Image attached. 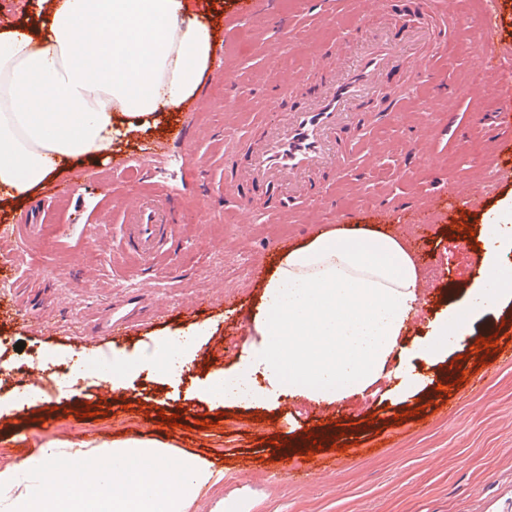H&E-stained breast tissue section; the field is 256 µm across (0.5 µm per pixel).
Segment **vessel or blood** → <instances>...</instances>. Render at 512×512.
<instances>
[{
    "label": "vessel or blood",
    "mask_w": 512,
    "mask_h": 512,
    "mask_svg": "<svg viewBox=\"0 0 512 512\" xmlns=\"http://www.w3.org/2000/svg\"><path fill=\"white\" fill-rule=\"evenodd\" d=\"M447 18L446 6L423 5L419 16L406 25L403 40L379 30L340 74H330L326 56H319L318 64L328 76L301 106L282 112L277 101H270L268 107L276 119L252 138L247 162L234 164L237 146L224 148L228 160L224 190L236 200L239 215L251 223L261 217L285 221L311 211L313 201L305 192L315 177L333 168L356 166L360 156L356 146L367 129L395 116L399 98L386 84V77L397 71L407 78L433 72L434 49L448 38ZM494 25L492 15H483L470 38L472 61L484 70L490 69L494 58L490 35ZM492 116L498 171L508 176L512 174V110L498 108ZM257 191L265 197L259 207L251 199ZM182 205V200L149 188L124 201L120 241L125 251L139 259L142 270L150 269L158 253L176 249L173 226ZM42 230L33 215L27 214L1 230L0 238L19 257ZM495 332L499 343L495 352L487 354V363L511 361L512 328L499 326ZM486 374L485 366L449 371L450 385L439 392L431 410L447 412L454 399L481 383ZM307 434L317 441L318 451L285 450L275 457V465L309 477L335 459L337 447H346L351 454L363 453L367 447L358 434L343 432L337 419L324 414L317 415Z\"/></svg>",
    "instance_id": "1"
}]
</instances>
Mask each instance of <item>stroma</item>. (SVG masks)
<instances>
[{"instance_id":"1","label":"stroma","mask_w":512,"mask_h":512,"mask_svg":"<svg viewBox=\"0 0 512 512\" xmlns=\"http://www.w3.org/2000/svg\"><path fill=\"white\" fill-rule=\"evenodd\" d=\"M243 3L217 0L223 28L213 42L224 50L212 52L197 92L204 107L185 105L177 119L188 128L189 141L169 143L165 153L150 157L146 149L155 134L125 139L108 162L87 170L110 188V196L76 186L61 210L62 220L73 226L70 236L59 238L47 227V241L25 256L12 290L14 309L0 311V400L15 403L0 411V471L21 463V450L30 445L48 407L56 409V440L67 443L136 436L133 421L161 411L178 415L180 425H158L155 437L175 445L177 453L207 459L223 473L218 483L197 492L185 512H221L225 501L238 497L250 499L251 512H512V362L492 364L485 380L448 412L431 413L420 427L403 433L397 415L427 406L437 396L435 387L398 405L379 394L344 401L335 417L357 426L372 448L337 454L322 478L304 483L284 470L256 465V457L276 456L279 449L261 441L253 426L278 425L288 442L303 434L319 404L286 397L276 407L256 410L194 395L200 381L220 367H233L255 341L251 325L240 318L260 293L250 266L269 269L275 261L265 252L267 242L286 233L302 242L335 226L337 211L365 207L362 223L387 225L407 244L419 239L431 251V263L422 267V310L410 322L407 340L424 335L432 312L462 299L481 271L476 234L488 213L512 194V178L499 175L495 145L477 123L478 111L512 99V0H458L461 23H477L483 12L496 16V68H474L461 34L440 45L439 73L399 87L400 116L368 129L359 175L329 172L319 178L323 222L311 226L238 223L234 204L224 195V143L272 120L270 98L280 97L288 109L311 97L323 79L318 54L330 52L331 63L341 67L377 27L399 33L415 17L416 0H385L380 12L372 0H325L319 7L310 0H280L276 14L263 19L243 13ZM282 83L289 86L284 96ZM433 83L440 86L432 98L433 118L415 126L408 112ZM138 158L151 183L191 204L180 216L178 251L157 260L153 282L142 288L148 305L115 348L129 353L155 334L203 323L212 324V334L178 385L144 370L128 388L115 390V400L130 408L125 421L100 414L92 373L74 392L25 403L28 386L68 383V351L94 349L91 330L107 308L128 310L134 261L118 246V223L101 226L97 220L112 209L115 197L140 188V179L126 174ZM457 180L466 182L467 199L439 210L429 227L411 223V212L428 206L442 182ZM217 203L221 214L210 230L201 231L203 207ZM92 222L98 229L90 239L82 228ZM62 278L70 281V292H61ZM199 301L207 304L205 313H195ZM20 341L25 347L19 352ZM218 349L224 352L220 365L211 358Z\"/></svg>"}]
</instances>
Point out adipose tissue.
<instances>
[{
  "label": "adipose tissue",
  "instance_id": "adipose-tissue-1",
  "mask_svg": "<svg viewBox=\"0 0 512 512\" xmlns=\"http://www.w3.org/2000/svg\"><path fill=\"white\" fill-rule=\"evenodd\" d=\"M211 0H36L30 19L0 29V203L23 202L70 164L108 161L119 139L156 130L181 111L209 68ZM483 225L481 276L461 303L437 311L425 336H403L417 310L423 272L404 242L378 224H339L282 254L249 314L259 347L200 383L212 403L267 409L284 397L329 405L390 380L388 397L421 390L474 322L512 299V196ZM210 334L208 325L154 339L147 354L112 355L113 387L142 370L178 383ZM261 373L265 386L253 383ZM59 443L39 464L0 472V512H184L216 483L211 463L180 457L147 437L89 441L105 460L91 483L62 467Z\"/></svg>",
  "mask_w": 512,
  "mask_h": 512
}]
</instances>
